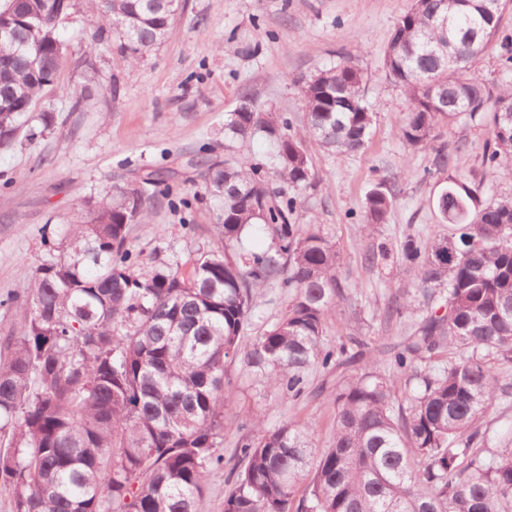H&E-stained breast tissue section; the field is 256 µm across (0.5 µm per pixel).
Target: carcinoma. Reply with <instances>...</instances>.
I'll list each match as a JSON object with an SVG mask.
<instances>
[{
    "mask_svg": "<svg viewBox=\"0 0 512 512\" xmlns=\"http://www.w3.org/2000/svg\"><path fill=\"white\" fill-rule=\"evenodd\" d=\"M91 3L94 40L112 29L132 62L163 43L174 18L159 0ZM508 9L512 0L492 15L486 0H416L399 16L384 68L409 99L400 126L408 147H426L437 126L463 118L488 128L485 168L512 175V126L503 129L496 111L512 103V90L472 71L494 45L512 63V36L501 29ZM28 12L35 19L0 42L1 148L17 140L65 58L49 0H28ZM364 83L349 58L297 79L300 130L258 106L230 113L229 138L260 135L274 153L266 163L206 164L224 250L196 255L188 272L145 262L128 246L130 225L149 223L151 204L170 194L166 177L151 172L144 189L115 186L68 225L63 254L3 301L23 313L0 340V485L12 492V512H196L209 473L224 464V403L238 363L293 400L314 366L358 369L327 389L333 437L317 456L304 427L240 422L224 512H512V448L492 450L480 433L500 390L491 361H512V198L484 200L450 178L435 201L448 233L401 245L417 288L444 295L390 348L392 371L361 349L324 346L346 290L340 254L291 223L288 188L313 179L307 139L337 153L364 148L372 125ZM461 150L436 149L432 165L454 167ZM394 200L391 177H381L365 197L366 224L386 223ZM253 224L269 226L271 246L229 252ZM272 282L291 289L292 304L247 343L251 312ZM458 349L471 355L427 371Z\"/></svg>",
    "mask_w": 512,
    "mask_h": 512,
    "instance_id": "cac0c4a2",
    "label": "carcinoma"
}]
</instances>
